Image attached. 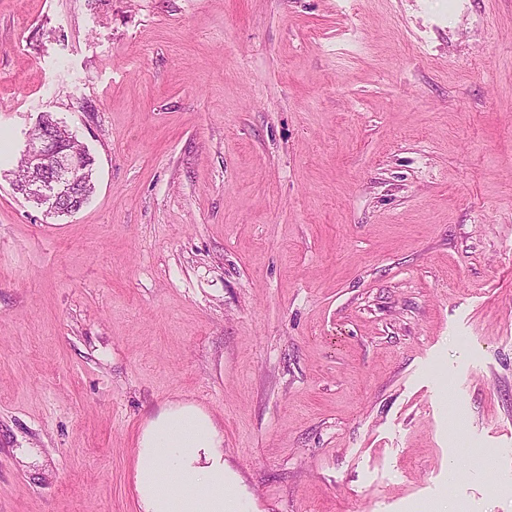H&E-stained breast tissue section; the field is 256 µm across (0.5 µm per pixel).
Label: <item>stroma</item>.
<instances>
[{"instance_id":"1","label":"stroma","mask_w":512,"mask_h":512,"mask_svg":"<svg viewBox=\"0 0 512 512\" xmlns=\"http://www.w3.org/2000/svg\"><path fill=\"white\" fill-rule=\"evenodd\" d=\"M177 399L253 512H512V0H0V512H138ZM24 156L37 178L29 181L31 173L23 156L18 162V179L15 190L21 192L38 206H47L49 211L58 214L77 212L85 203L86 197L74 194L77 174L83 168H93L94 158L81 146L80 156L70 154L60 144L51 128L44 135L29 139Z\"/></svg>"}]
</instances>
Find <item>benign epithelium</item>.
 <instances>
[{
  "instance_id": "1",
  "label": "benign epithelium",
  "mask_w": 512,
  "mask_h": 512,
  "mask_svg": "<svg viewBox=\"0 0 512 512\" xmlns=\"http://www.w3.org/2000/svg\"><path fill=\"white\" fill-rule=\"evenodd\" d=\"M24 156L38 173L31 182L16 187L28 200L58 214L74 213L84 205L86 197L74 194L77 174L82 170L80 157L66 152L54 130L29 140Z\"/></svg>"
}]
</instances>
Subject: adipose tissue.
Instances as JSON below:
<instances>
[{
  "label": "adipose tissue",
  "instance_id": "ef3b65f1",
  "mask_svg": "<svg viewBox=\"0 0 512 512\" xmlns=\"http://www.w3.org/2000/svg\"><path fill=\"white\" fill-rule=\"evenodd\" d=\"M140 512H249L224 463V432L202 407L167 403L136 440Z\"/></svg>",
  "mask_w": 512,
  "mask_h": 512
}]
</instances>
